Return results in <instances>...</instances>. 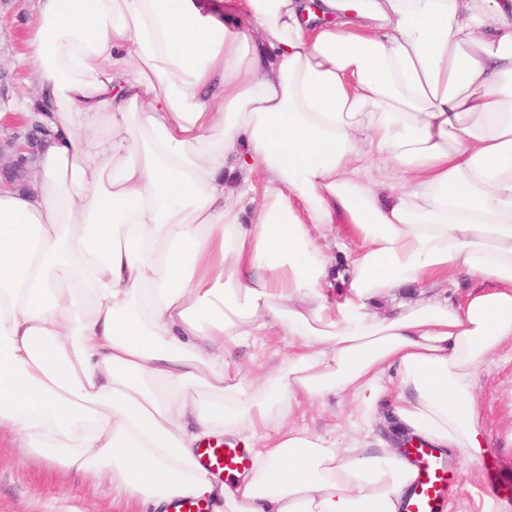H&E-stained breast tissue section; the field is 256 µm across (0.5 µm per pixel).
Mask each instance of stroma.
<instances>
[{"instance_id": "obj_1", "label": "stroma", "mask_w": 512, "mask_h": 512, "mask_svg": "<svg viewBox=\"0 0 512 512\" xmlns=\"http://www.w3.org/2000/svg\"><path fill=\"white\" fill-rule=\"evenodd\" d=\"M33 0H0V140L14 137L18 126L12 118L19 100H38L40 89L31 65L21 63L26 32L35 20ZM288 337L256 336L224 354L230 375L243 384L258 382L269 370L284 366ZM481 415L494 439L493 461L499 465L498 487L504 499L512 498V363L491 367L481 375ZM349 408L335 397L303 406L295 415L298 424L329 439L349 425ZM454 479L446 502L450 512H482L483 496L491 485L486 471L462 459H447ZM131 503L113 498L111 492L78 474L57 472L49 463L26 456L9 435L0 436V512H130Z\"/></svg>"}]
</instances>
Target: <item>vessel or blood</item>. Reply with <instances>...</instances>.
Here are the masks:
<instances>
[{"instance_id": "vessel-or-blood-1", "label": "vessel or blood", "mask_w": 512, "mask_h": 512, "mask_svg": "<svg viewBox=\"0 0 512 512\" xmlns=\"http://www.w3.org/2000/svg\"><path fill=\"white\" fill-rule=\"evenodd\" d=\"M408 454L417 476L404 512H443L448 491V470L436 449L421 441L409 449ZM198 457L202 469L211 475L241 474L251 467V456L247 449L229 441L201 448Z\"/></svg>"}]
</instances>
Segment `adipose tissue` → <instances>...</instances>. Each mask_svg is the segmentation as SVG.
I'll use <instances>...</instances> for the list:
<instances>
[{
	"label": "adipose tissue",
	"mask_w": 512,
	"mask_h": 512,
	"mask_svg": "<svg viewBox=\"0 0 512 512\" xmlns=\"http://www.w3.org/2000/svg\"><path fill=\"white\" fill-rule=\"evenodd\" d=\"M53 130L0 188V431L164 512H402L397 433L481 466L512 341V0H35ZM253 211L243 220L239 198ZM359 242L330 303L318 241ZM461 273L477 289L432 296ZM412 287L381 316L372 307ZM288 331L252 389L228 345ZM350 400L328 440L295 407ZM250 448L214 487L207 439Z\"/></svg>",
	"instance_id": "adipose-tissue-1"
}]
</instances>
